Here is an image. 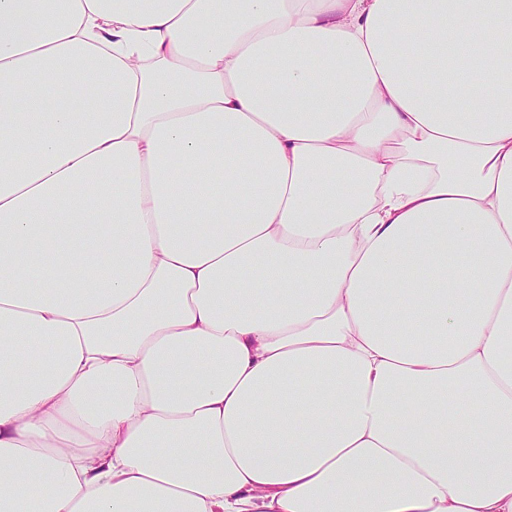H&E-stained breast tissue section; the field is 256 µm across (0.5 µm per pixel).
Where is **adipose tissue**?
Listing matches in <instances>:
<instances>
[{"label": "adipose tissue", "instance_id": "obj_1", "mask_svg": "<svg viewBox=\"0 0 512 512\" xmlns=\"http://www.w3.org/2000/svg\"><path fill=\"white\" fill-rule=\"evenodd\" d=\"M0 512H512V0H0Z\"/></svg>", "mask_w": 512, "mask_h": 512}]
</instances>
